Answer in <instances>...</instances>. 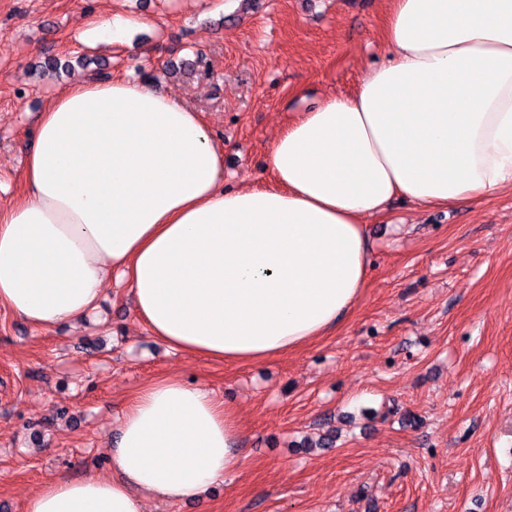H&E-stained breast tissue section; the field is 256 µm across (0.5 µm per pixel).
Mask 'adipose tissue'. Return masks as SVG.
<instances>
[{
	"mask_svg": "<svg viewBox=\"0 0 512 512\" xmlns=\"http://www.w3.org/2000/svg\"><path fill=\"white\" fill-rule=\"evenodd\" d=\"M384 63L276 137L273 186L224 188V149L179 96L77 81L41 111L0 204V306L82 322L112 275L169 348L261 362L336 328L362 295L363 219L512 190V0H388ZM236 411L163 377L130 401L110 471L49 477L25 512H145L204 498L241 461Z\"/></svg>",
	"mask_w": 512,
	"mask_h": 512,
	"instance_id": "adipose-tissue-1",
	"label": "adipose tissue"
}]
</instances>
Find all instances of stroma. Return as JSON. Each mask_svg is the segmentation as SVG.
Wrapping results in <instances>:
<instances>
[{"label": "stroma", "instance_id": "1", "mask_svg": "<svg viewBox=\"0 0 512 512\" xmlns=\"http://www.w3.org/2000/svg\"><path fill=\"white\" fill-rule=\"evenodd\" d=\"M387 0H0V185L21 186L39 112L75 80L141 77L202 113L224 187L271 182L298 113L354 91L384 59ZM137 19L123 41L91 17ZM200 52L203 68L169 75ZM70 68L45 77L47 57ZM366 288L304 348L229 364L155 341L127 285L99 323L34 330L0 308V512L49 476L108 472L115 429L147 383L178 376L232 406L241 464L201 501L146 512H512V191L448 207L395 198L365 221ZM333 444L318 447L323 435Z\"/></svg>", "mask_w": 512, "mask_h": 512}]
</instances>
